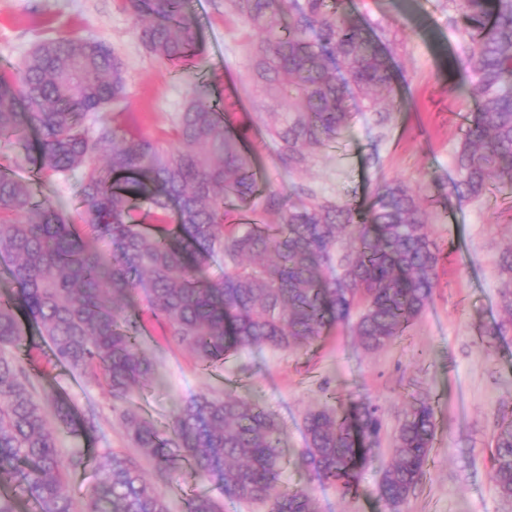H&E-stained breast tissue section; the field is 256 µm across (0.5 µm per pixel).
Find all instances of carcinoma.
I'll list each match as a JSON object with an SVG mask.
<instances>
[{"instance_id": "obj_1", "label": "carcinoma", "mask_w": 512, "mask_h": 512, "mask_svg": "<svg viewBox=\"0 0 512 512\" xmlns=\"http://www.w3.org/2000/svg\"><path fill=\"white\" fill-rule=\"evenodd\" d=\"M137 35L157 60L173 64L198 49L185 0H126ZM258 35L252 77L278 109L268 127L280 164L305 169L312 155L348 127L355 94L385 124L376 104L391 93L389 56L343 0H228ZM295 12L283 24L288 9ZM456 53L478 108L454 156L457 199L490 188L512 191V0H448ZM341 70L344 79L336 78ZM126 99L118 55L73 34L48 35L25 57L18 76L0 74V138L26 150L39 178L79 173L75 214L37 198L29 182L0 175V257L10 260L12 291L0 295V482L35 512H169L162 479L189 467L221 493L261 503L265 512H317L303 489L280 486L285 440L258 401L231 393L199 395L175 406L162 434L122 407L152 384L156 364L140 347L144 322L158 323L170 345L210 366L243 348L308 351L332 327H346L366 352L392 345L428 308L443 250L422 199L400 181L380 186L370 206L338 205L313 195L265 193L246 149V134L224 122L212 100L193 94L177 113L178 145L163 148L130 135L111 105ZM266 197L276 224L227 223L234 211ZM224 260V275L211 273ZM512 326V247L497 258ZM142 293L143 305L133 304ZM34 324L55 363L101 378L109 409L135 458L105 451L86 497L64 489L87 465L63 460L58 430L92 438L103 414L78 412L44 373L32 368L22 320ZM306 448L293 464L345 495L377 460L378 407L362 398L307 414ZM435 439L434 408L406 402L383 465L379 498L396 510L422 480ZM493 478L512 500V409L493 434ZM187 512H224V501L194 494Z\"/></svg>"}]
</instances>
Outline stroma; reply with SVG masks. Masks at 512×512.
I'll use <instances>...</instances> for the list:
<instances>
[{
  "label": "stroma",
  "mask_w": 512,
  "mask_h": 512,
  "mask_svg": "<svg viewBox=\"0 0 512 512\" xmlns=\"http://www.w3.org/2000/svg\"><path fill=\"white\" fill-rule=\"evenodd\" d=\"M347 6L391 57L390 120L376 126L373 113L350 98V128L300 173L280 166L265 135L274 107L251 82L255 38L227 0H188L201 45L185 70L147 52L124 0H0V70L15 72L49 31H74L108 43L119 55L128 96L121 121L163 147L174 146L175 116L200 80L221 99L225 121L247 130L267 191L285 195L301 187L363 206L379 186L400 181L425 198L445 259L432 303L396 343L368 353L340 327L307 352L245 349L202 367L187 351L168 345L162 328L150 321L141 348L156 360L163 385L133 397L129 406L163 431L176 404L194 396L229 391L256 398L279 422L287 448L297 452L305 446L308 410L369 398L382 422L379 462L363 471L357 493L342 495L334 484L292 465L281 484L306 489L319 512H386L378 495L380 465L390 458L407 397H426L436 413L434 450L422 483L400 512H512L491 469L493 430L501 412L512 408V330L491 335L503 317L496 259L512 243V194L493 189L474 202L456 200L453 153L475 104L455 91L464 76L452 59L456 39L446 0H348ZM0 171L31 181L39 198L73 214L74 188L33 178L19 147L0 143ZM33 355L35 366L49 372L78 409L107 403L94 380L54 365L47 347Z\"/></svg>",
  "instance_id": "1"
}]
</instances>
